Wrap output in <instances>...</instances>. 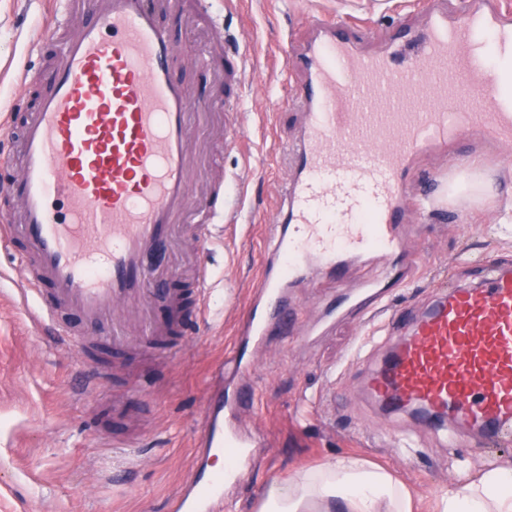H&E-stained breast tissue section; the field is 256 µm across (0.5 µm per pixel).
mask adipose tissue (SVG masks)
<instances>
[{"label":"adipose tissue","instance_id":"1","mask_svg":"<svg viewBox=\"0 0 512 512\" xmlns=\"http://www.w3.org/2000/svg\"><path fill=\"white\" fill-rule=\"evenodd\" d=\"M441 512H512V472L497 469L449 486ZM405 488L385 471L353 457L301 469L269 484L259 512H411Z\"/></svg>","mask_w":512,"mask_h":512}]
</instances>
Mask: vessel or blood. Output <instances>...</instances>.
Returning <instances> with one entry per match:
<instances>
[{
	"label": "vessel or blood",
	"instance_id": "b4317fda",
	"mask_svg": "<svg viewBox=\"0 0 512 512\" xmlns=\"http://www.w3.org/2000/svg\"><path fill=\"white\" fill-rule=\"evenodd\" d=\"M82 2L87 19L48 71V91L11 109L21 170L0 178V191L22 203L19 223L0 219V237L24 242L21 266L38 317L54 345L68 349L77 336L61 312L93 326L117 305L136 307L153 278L146 259L176 215L195 213L205 245L214 225L242 217L240 199L217 189L205 205L191 202L200 103L173 74L181 48L161 23L169 0ZM313 23L319 34L300 58L296 87L307 112L246 318L256 347L287 313L289 288L309 274L399 256L420 153L472 133L512 141V89L492 64L512 56V19L485 0H466L451 20L432 14L419 38L396 39L379 55L357 52L335 21ZM247 64L246 55L224 56L230 150L243 139L236 111ZM492 268L476 286L437 289L422 313L393 310L398 335L366 382L386 410L416 409L423 425L445 422L490 446L512 440V266ZM228 368L243 374L252 365L234 355L213 371L200 451L171 512H218L225 484L265 453L240 427L251 400L225 390ZM228 445L237 464L216 473L209 460Z\"/></svg>",
	"mask_w": 512,
	"mask_h": 512
}]
</instances>
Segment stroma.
I'll list each match as a JSON object with an SVG mask.
<instances>
[{
    "instance_id": "35a3bbf8",
    "label": "stroma",
    "mask_w": 512,
    "mask_h": 512,
    "mask_svg": "<svg viewBox=\"0 0 512 512\" xmlns=\"http://www.w3.org/2000/svg\"><path fill=\"white\" fill-rule=\"evenodd\" d=\"M211 2L224 14L219 30L190 0L166 12L164 22L192 54L179 60L176 75L200 100L224 98L220 36L237 39L254 64L241 89L239 151H224V111L212 110L198 130L192 176L193 187L206 178L229 190L235 173L251 166L242 188L244 221L224 228L204 255L183 231L178 244H163L157 271L179 288L193 285L199 265L207 264L214 273L212 312L199 317L193 334L181 335V354L137 341L118 351L89 333L86 341L102 357L80 359L56 350L50 330L22 301L23 243L0 244V512H169L196 453L210 369L236 352L253 361L254 401L244 425L268 452L242 481L225 485L222 512H258L272 480L344 456L383 468L410 490L419 512H433L442 489L512 469V444L489 448L422 429L407 412L374 405L364 383L387 354L389 308L417 311L441 285L478 283L485 258L512 263V168L503 163L512 148L464 171L452 158L472 150L471 140L420 155L418 177L438 175L440 187L434 203H420L410 215L403 277L389 308L333 315L329 308L341 299L336 283L301 288L292 320L277 327L263 351H253L241 345L239 331L292 164L286 143L301 120L291 93L299 74L287 65L286 51L308 41L317 13L345 22L346 36L363 51L384 50L400 29H423L429 0H245L239 10ZM54 10L52 0H0V114L18 95L43 89L33 66L51 64L86 17L72 5L64 36L38 40L37 29ZM91 372L104 388L84 386ZM120 441L132 443L138 456L114 455Z\"/></svg>"
}]
</instances>
